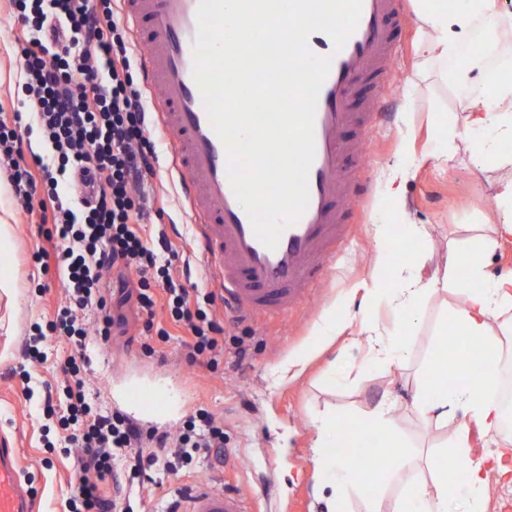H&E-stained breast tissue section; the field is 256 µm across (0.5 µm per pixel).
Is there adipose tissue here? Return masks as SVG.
<instances>
[{
    "mask_svg": "<svg viewBox=\"0 0 512 512\" xmlns=\"http://www.w3.org/2000/svg\"><path fill=\"white\" fill-rule=\"evenodd\" d=\"M417 10L423 38L420 52L424 61L447 58L453 48L470 41L477 19L490 21V40H497L499 26L493 18L494 0H459L449 8L447 0H418ZM493 123L494 133L481 144L487 161L507 163L502 144L512 142V81L496 83L493 97L474 96L465 104L462 124H448L449 138H456L458 126L479 129ZM512 237V222L491 224L465 250L453 251L440 275L423 281L419 274L403 273L393 265H377L371 274L374 299L397 309L402 322L393 331H381L372 322L370 306H362L358 318L362 346L369 361L400 371L412 346L410 329L439 286L453 284L461 294L459 304L449 311V331L460 336L468 352L459 359L453 373L429 367L418 386L413 407L424 424L444 427L449 410L465 408L476 425L492 438L512 443L504 429L502 410L496 398L498 373L495 357L512 343V274L491 276L486 257L501 239ZM394 403L383 396L359 418L348 417L336 408L326 409L316 420L313 458L319 475L330 490L329 512H348L350 497L363 500L364 512H485L488 473L482 461L473 459L468 427L459 424L449 453L417 454L405 440L394 416ZM372 434L378 449L390 452L391 467L381 471L373 458H363L351 467L340 455L352 437ZM412 473L404 496L389 499L380 488L387 473ZM465 484L464 497L454 489Z\"/></svg>",
    "mask_w": 512,
    "mask_h": 512,
    "instance_id": "adipose-tissue-1",
    "label": "adipose tissue"
}]
</instances>
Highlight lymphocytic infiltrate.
I'll return each instance as SVG.
<instances>
[{
  "instance_id": "f902f5d3",
  "label": "lymphocytic infiltrate",
  "mask_w": 512,
  "mask_h": 512,
  "mask_svg": "<svg viewBox=\"0 0 512 512\" xmlns=\"http://www.w3.org/2000/svg\"><path fill=\"white\" fill-rule=\"evenodd\" d=\"M12 16L23 25L17 56L22 104L34 114L42 140L0 119V159L9 170L15 198L26 210H39L52 249L33 255L42 271H66V302L48 332L29 335L25 356L46 360L40 345L47 334L66 340L71 353L61 366L63 381L46 395L48 415L57 416L66 436L62 452L72 457L77 477L70 484L67 512H133L116 506L100 489L122 462L131 477L151 469L168 473L191 466L224 446V426L206 411L189 419L183 432L143 430L120 412L101 413L86 393L89 332L108 343L122 323L112 312L103 276L116 274L125 294L129 273L139 277L137 308L146 328L160 340L169 332L156 327L158 311L188 335L187 358L217 367L224 357L221 327L207 308L215 293H201L174 280L182 259L165 232L148 240L142 224L138 185L156 175V154L148 136L155 116L146 89L133 73L132 40L114 19L112 0H9ZM76 187L69 196L59 179ZM151 452H144V444Z\"/></svg>"
}]
</instances>
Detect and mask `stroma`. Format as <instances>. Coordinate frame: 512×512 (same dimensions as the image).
I'll return each mask as SVG.
<instances>
[{"mask_svg": "<svg viewBox=\"0 0 512 512\" xmlns=\"http://www.w3.org/2000/svg\"><path fill=\"white\" fill-rule=\"evenodd\" d=\"M398 38L396 81L387 93L390 110L383 123L369 133L364 146L363 176L367 191L351 202L357 213L348 236L336 246L326 282L288 315H254L238 319L221 306L209 313L224 327V361L217 369L190 364L182 346L184 330L171 325L165 312L156 321L167 327L168 341L146 332L135 300L113 301V312L126 324L114 330L107 345L89 346L91 364L86 375L104 410L118 411L146 428L178 432L199 410L212 412L224 425V455L209 458L190 469L163 476L161 483L129 480L119 472L109 492L123 500L128 488L135 512H164L169 498L187 485L206 480L216 487L231 485L243 492H261L268 479L271 512H327L329 488L313 459L314 422L327 406L357 416L371 409L384 391L397 399L395 415L412 445L439 448L451 443L453 428L424 426L412 410L415 383L437 358L439 324L456 304L455 291H438L413 330L414 342L407 368L391 376L368 361L363 348L353 346L360 335L351 316L365 302L373 268L381 262L374 227L378 224H421L426 244L398 237L387 257L431 276L443 269L451 250L465 246L478 228L512 220V213L494 206L498 188L512 170L486 167L479 151L492 127L460 129L452 160H444L438 125L459 117L468 91L452 72L460 59L424 63L416 54L421 36L414 0ZM0 0V101L16 99L20 63L15 54L22 25L8 17ZM151 138L160 160L158 175L145 184L146 197L166 193L173 203L167 216L154 209L145 214L146 229L165 230L189 259L177 267L178 278H190L197 288L213 290L211 278L192 249L193 229L184 216L185 203L169 168L172 142L162 129ZM409 148L410 174L399 197H391L385 175L398 159L401 146ZM39 216L26 212L11 196L6 173L0 172V447L19 451L21 469L35 491L37 512H66L69 484L74 478L71 459L53 446L64 436L56 418L43 411L47 388L60 379L59 367L70 345L55 339L48 359L33 363L24 355L32 324H46L64 299L61 272L42 274L32 255L44 243ZM335 310L349 325L331 342H323L317 322L325 310ZM251 347L249 359L236 363L234 340ZM287 376H280L281 367ZM152 398L153 410L143 413L128 391Z\"/></svg>", "mask_w": 512, "mask_h": 512, "instance_id": "1", "label": "stroma"}]
</instances>
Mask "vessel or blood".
<instances>
[{
    "mask_svg": "<svg viewBox=\"0 0 512 512\" xmlns=\"http://www.w3.org/2000/svg\"><path fill=\"white\" fill-rule=\"evenodd\" d=\"M199 0H121V14L141 49L144 84L160 127L172 138L170 167L196 229L195 245L224 308L283 315L309 297L328 273L337 239L349 224L345 201L362 191L352 165L360 151L342 130L368 131L384 110L405 0H362L359 23L343 47L322 33L311 52L331 58L319 93L315 155L304 213L281 234L276 248L255 235L228 179V160L193 77ZM0 512H34L15 449L0 448ZM168 512H254L248 499L201 481L184 489Z\"/></svg>",
    "mask_w": 512,
    "mask_h": 512,
    "instance_id": "obj_1",
    "label": "vessel or blood"
}]
</instances>
